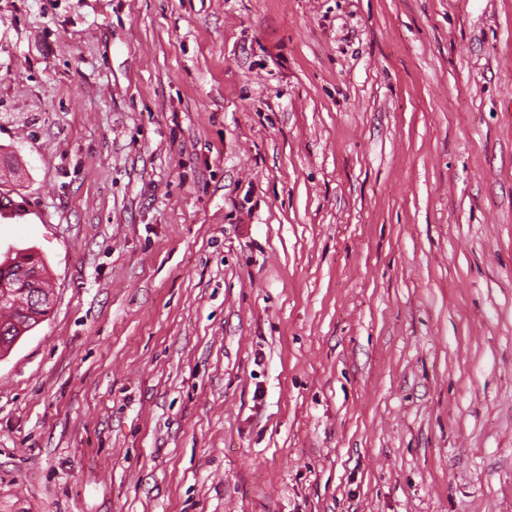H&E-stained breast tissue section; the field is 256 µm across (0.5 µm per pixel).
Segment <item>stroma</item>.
I'll return each mask as SVG.
<instances>
[{"instance_id":"stroma-1","label":"stroma","mask_w":512,"mask_h":512,"mask_svg":"<svg viewBox=\"0 0 512 512\" xmlns=\"http://www.w3.org/2000/svg\"><path fill=\"white\" fill-rule=\"evenodd\" d=\"M0 512H512V0H0ZM21 269L19 278L16 280H9L7 276H0V302H4L11 299L15 293H22L28 296H19L13 300V302L5 305H0V309L7 308L9 311L8 317L6 313L2 311L0 316V328L4 327L7 332V338L5 342L13 341L17 339L21 333L24 336L26 333L36 327L37 322L35 318L22 316L21 311L25 310V306L28 304L32 309L42 311L41 318H44L49 311L47 306H51L52 298L50 293H44L41 288L51 289L50 284L46 279L43 278L39 269V260L36 256L30 254L28 257L21 260ZM42 282V284H41ZM43 285V286H42ZM21 317H25L22 321ZM21 323L25 329L20 332L14 321ZM10 329L12 331H10Z\"/></svg>"}]
</instances>
